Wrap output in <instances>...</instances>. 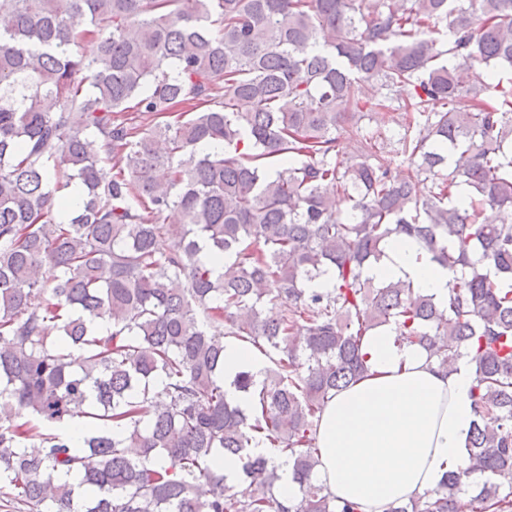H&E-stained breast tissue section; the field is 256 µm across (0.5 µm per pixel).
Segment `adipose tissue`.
<instances>
[{"label": "adipose tissue", "instance_id": "adipose-tissue-1", "mask_svg": "<svg viewBox=\"0 0 512 512\" xmlns=\"http://www.w3.org/2000/svg\"><path fill=\"white\" fill-rule=\"evenodd\" d=\"M369 277L412 280L415 287L448 300V272L419 244L391 236L385 256ZM389 325L365 336L366 376L336 393L316 427L320 464L312 481L336 501L360 512H387L391 504L438 488L445 474L468 465L466 440L475 418L474 376L466 360L444 370L421 346L395 340ZM266 356L252 345L224 339V380L230 400L243 403L232 384L241 370L263 379Z\"/></svg>", "mask_w": 512, "mask_h": 512}]
</instances>
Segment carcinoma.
Wrapping results in <instances>:
<instances>
[{
  "instance_id": "carcinoma-1",
  "label": "carcinoma",
  "mask_w": 512,
  "mask_h": 512,
  "mask_svg": "<svg viewBox=\"0 0 512 512\" xmlns=\"http://www.w3.org/2000/svg\"><path fill=\"white\" fill-rule=\"evenodd\" d=\"M131 101L147 124L120 119ZM395 103L401 175L360 126ZM210 140L227 150L199 151ZM510 213L512 0H0V497L357 512L312 484L315 420L394 323L444 369L469 358L476 419L468 469L388 512H457L469 490L472 512H512ZM393 234L448 270V305L364 275ZM330 269L334 288L308 287ZM226 336L272 363L259 384L236 374L248 410L226 399Z\"/></svg>"
}]
</instances>
